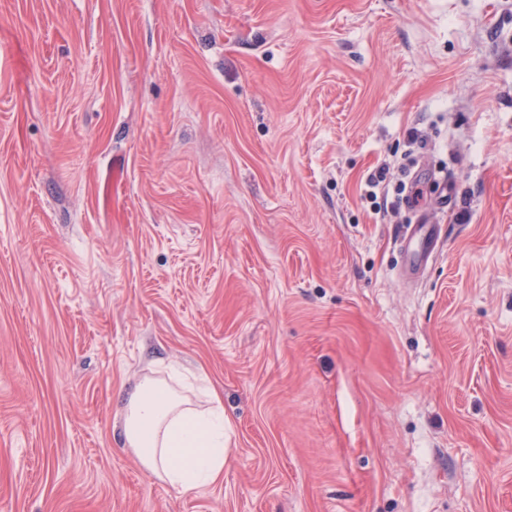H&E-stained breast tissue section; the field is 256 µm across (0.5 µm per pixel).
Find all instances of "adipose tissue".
Returning <instances> with one entry per match:
<instances>
[{
	"instance_id": "obj_1",
	"label": "adipose tissue",
	"mask_w": 512,
	"mask_h": 512,
	"mask_svg": "<svg viewBox=\"0 0 512 512\" xmlns=\"http://www.w3.org/2000/svg\"><path fill=\"white\" fill-rule=\"evenodd\" d=\"M195 406L179 370L134 384L115 427L138 462L170 487L189 491L224 473V403L214 389Z\"/></svg>"
}]
</instances>
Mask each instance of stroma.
<instances>
[{
	"label": "stroma",
	"instance_id": "stroma-1",
	"mask_svg": "<svg viewBox=\"0 0 512 512\" xmlns=\"http://www.w3.org/2000/svg\"><path fill=\"white\" fill-rule=\"evenodd\" d=\"M169 363L218 484L112 431ZM0 512H512V0H0ZM406 234L410 243L420 237L417 248L409 254L410 260L414 263L410 271L412 273L427 264L429 257L438 247L439 237L435 232L434 224H415L409 226Z\"/></svg>",
	"mask_w": 512,
	"mask_h": 512
}]
</instances>
